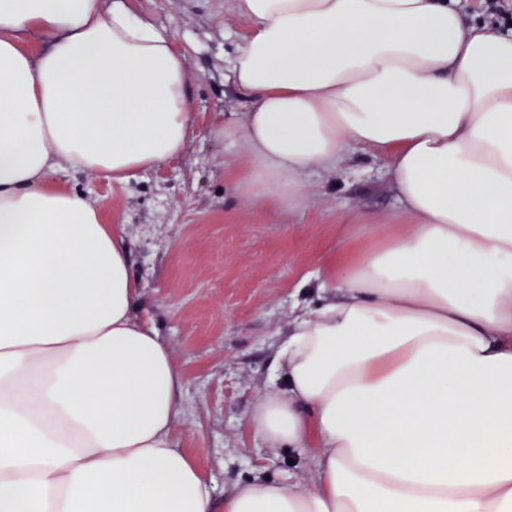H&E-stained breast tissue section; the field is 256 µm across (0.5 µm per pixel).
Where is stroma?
<instances>
[{
	"label": "stroma",
	"mask_w": 512,
	"mask_h": 512,
	"mask_svg": "<svg viewBox=\"0 0 512 512\" xmlns=\"http://www.w3.org/2000/svg\"><path fill=\"white\" fill-rule=\"evenodd\" d=\"M130 5L170 32L197 76L189 140L179 156L123 184L79 170L57 181L99 199L108 223L124 227L140 293L135 315L155 329L183 375L175 445L198 465L216 502L257 475L304 481L309 451L270 453L246 415L276 366L289 322L319 300L337 225L353 212L384 221L397 212L386 167L363 153L335 176L310 174V199L290 211L236 195L245 148L214 130L249 103L224 75L249 22L234 0Z\"/></svg>",
	"instance_id": "stroma-1"
}]
</instances>
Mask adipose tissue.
<instances>
[{
    "label": "adipose tissue",
    "instance_id": "obj_1",
    "mask_svg": "<svg viewBox=\"0 0 512 512\" xmlns=\"http://www.w3.org/2000/svg\"><path fill=\"white\" fill-rule=\"evenodd\" d=\"M235 9L238 193L297 207L365 149L401 210L342 225L250 408L270 452L312 449L308 485L257 476L224 512H512V36L454 0ZM195 80L128 0H0V512H214L122 232L55 181L178 156Z\"/></svg>",
    "mask_w": 512,
    "mask_h": 512
}]
</instances>
